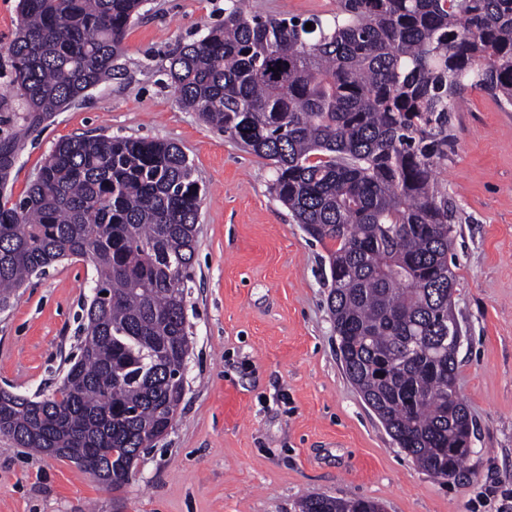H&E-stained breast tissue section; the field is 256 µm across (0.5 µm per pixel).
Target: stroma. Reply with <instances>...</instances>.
<instances>
[{
	"label": "stroma",
	"mask_w": 512,
	"mask_h": 512,
	"mask_svg": "<svg viewBox=\"0 0 512 512\" xmlns=\"http://www.w3.org/2000/svg\"><path fill=\"white\" fill-rule=\"evenodd\" d=\"M18 0H0V130L26 105L7 47ZM227 0H144L112 78L26 141L5 192L22 198L59 140L177 143L205 195L188 284L186 390L172 427L115 491L65 458L0 436V512H298L306 496L369 498L384 512H512V107L467 90L438 181L459 206L452 261L466 333L457 386L474 423L459 477L438 480L397 447L347 378L322 245L271 190L264 159L183 109L169 58L224 21ZM277 18H332L336 0H248ZM92 270L65 261L0 310V388L49 393L77 354Z\"/></svg>",
	"instance_id": "obj_1"
}]
</instances>
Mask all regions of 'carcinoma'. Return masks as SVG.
Listing matches in <instances>:
<instances>
[{"label": "carcinoma", "mask_w": 512, "mask_h": 512, "mask_svg": "<svg viewBox=\"0 0 512 512\" xmlns=\"http://www.w3.org/2000/svg\"><path fill=\"white\" fill-rule=\"evenodd\" d=\"M143 2L19 0L7 52L27 132L112 76ZM229 2L222 27L171 58L178 101L270 162L275 197L327 251L346 375L412 462L447 480L473 423L448 398L462 217L436 170L466 90L512 106V0H339L328 23ZM23 146L0 133L1 184ZM202 195L177 144L86 135L59 141L26 195L0 201L1 309L65 259L94 279L80 356L40 399L0 392L1 436L104 472L113 490L129 484L183 400ZM298 512L382 506L313 495Z\"/></svg>", "instance_id": "cac0c4a2"}]
</instances>
